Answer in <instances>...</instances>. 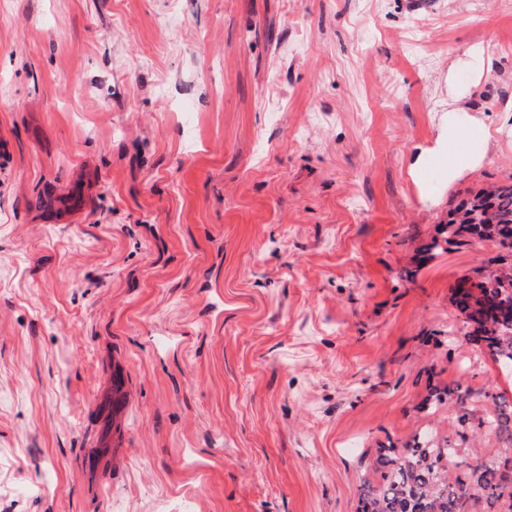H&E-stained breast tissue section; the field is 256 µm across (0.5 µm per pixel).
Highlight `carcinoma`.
<instances>
[{
    "mask_svg": "<svg viewBox=\"0 0 512 512\" xmlns=\"http://www.w3.org/2000/svg\"><path fill=\"white\" fill-rule=\"evenodd\" d=\"M492 244L497 250L495 267L477 268V288L459 281L453 303L472 327L467 335L502 366L512 367V179L493 183L461 200L441 226L440 236L424 247L432 254L444 247ZM472 392L457 384L434 392L426 401L436 411L445 401L453 403L458 425L479 437L494 436L505 444L496 459L484 460L473 468L448 473V460L459 448L440 445L430 436H416L400 447L378 449L376 463L381 481L360 477L357 512H473L483 502L485 512L497 508L512 512V488L506 469L512 462V403L500 394L484 393L492 401L485 413L475 418L469 408Z\"/></svg>",
    "mask_w": 512,
    "mask_h": 512,
    "instance_id": "cac0c4a2",
    "label": "carcinoma"
}]
</instances>
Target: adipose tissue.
Listing matches in <instances>:
<instances>
[{"label": "adipose tissue", "instance_id": "adipose-tissue-1", "mask_svg": "<svg viewBox=\"0 0 512 512\" xmlns=\"http://www.w3.org/2000/svg\"><path fill=\"white\" fill-rule=\"evenodd\" d=\"M491 147V136L474 115L469 93L452 89L433 146H418L411 153L410 174L418 178L437 165L453 183L465 171L480 167Z\"/></svg>", "mask_w": 512, "mask_h": 512}]
</instances>
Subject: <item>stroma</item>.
Here are the masks:
<instances>
[{"label":"stroma","mask_w":512,"mask_h":512,"mask_svg":"<svg viewBox=\"0 0 512 512\" xmlns=\"http://www.w3.org/2000/svg\"><path fill=\"white\" fill-rule=\"evenodd\" d=\"M452 85L495 144L415 185ZM511 177L512 0H0V512H356L387 443L497 456L424 407L512 399L452 303L494 252L422 248Z\"/></svg>","instance_id":"1"}]
</instances>
